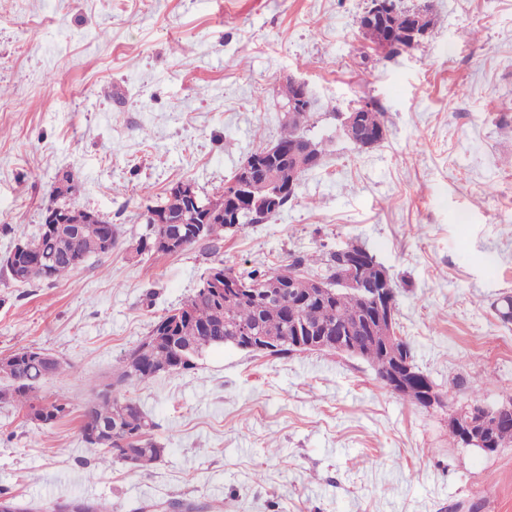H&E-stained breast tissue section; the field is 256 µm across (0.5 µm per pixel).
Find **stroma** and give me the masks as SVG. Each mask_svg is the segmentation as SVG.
<instances>
[{
    "instance_id": "35a3bbf8",
    "label": "stroma",
    "mask_w": 512,
    "mask_h": 512,
    "mask_svg": "<svg viewBox=\"0 0 512 512\" xmlns=\"http://www.w3.org/2000/svg\"><path fill=\"white\" fill-rule=\"evenodd\" d=\"M403 2L437 24L388 58L358 27L370 0H0V257L37 234L65 174L67 203L117 230L111 254L56 282L0 269V358L61 359L39 394L72 408L40 427L0 403L1 491L42 512L74 497L112 512H512V446L448 432L450 409L512 403V320L496 311L512 297V0ZM291 77L324 151L295 198L220 249L136 255L169 188L218 198L277 140ZM363 101L386 137L361 151L339 126ZM349 245L396 283L397 333L444 405L391 393L359 358L223 346L131 389L165 448L156 463L104 462L83 442L94 390L212 266Z\"/></svg>"
}]
</instances>
